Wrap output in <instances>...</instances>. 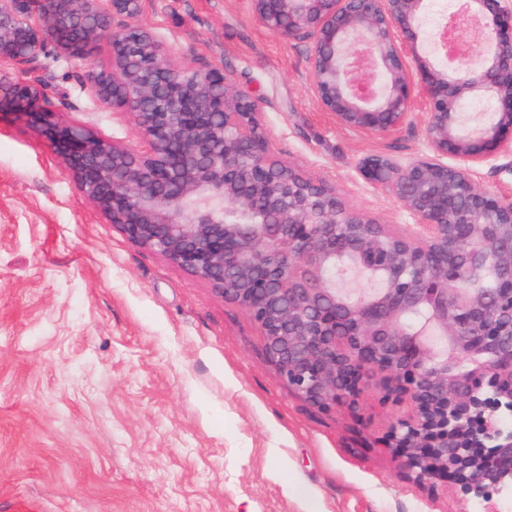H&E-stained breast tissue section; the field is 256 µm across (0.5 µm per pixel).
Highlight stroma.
Segmentation results:
<instances>
[{"mask_svg":"<svg viewBox=\"0 0 512 512\" xmlns=\"http://www.w3.org/2000/svg\"><path fill=\"white\" fill-rule=\"evenodd\" d=\"M141 22L269 101L276 156L381 223H414L360 166L427 153L420 106L391 135L337 125L310 90L307 43L257 23L250 0H148ZM48 75L81 106L66 121L140 147L81 70ZM404 411L374 393L356 418L312 408L244 310L107 223L49 140L0 115V512H480L408 476L385 444Z\"/></svg>","mask_w":512,"mask_h":512,"instance_id":"35a3bbf8","label":"stroma"}]
</instances>
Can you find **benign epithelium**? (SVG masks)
I'll list each match as a JSON object with an SVG mask.
<instances>
[{"mask_svg":"<svg viewBox=\"0 0 512 512\" xmlns=\"http://www.w3.org/2000/svg\"><path fill=\"white\" fill-rule=\"evenodd\" d=\"M144 2L0 0V114L44 135L131 241L245 310L295 394L322 412L355 414L370 392L407 404L388 431L402 467L497 512L512 494V195L476 176L512 159V0H459L432 30L425 0H251L259 24L308 44L310 88L338 125L383 135L424 108L428 154L361 166L415 224H382L273 155L268 102L222 64L173 59L139 24ZM50 59L87 64L91 97L142 147L63 120L81 108ZM481 98L494 112L474 126L462 105Z\"/></svg>","mask_w":512,"mask_h":512,"instance_id":"1","label":"benign epithelium"}]
</instances>
